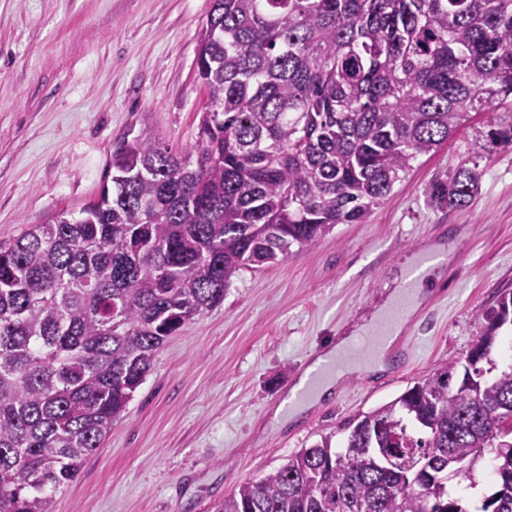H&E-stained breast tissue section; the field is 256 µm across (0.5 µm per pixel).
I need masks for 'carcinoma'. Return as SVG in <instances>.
I'll use <instances>...</instances> for the list:
<instances>
[{"label":"carcinoma","instance_id":"cac0c4a2","mask_svg":"<svg viewBox=\"0 0 512 512\" xmlns=\"http://www.w3.org/2000/svg\"><path fill=\"white\" fill-rule=\"evenodd\" d=\"M197 70L196 160L137 136L112 188L0 242V512H53L155 353L245 268L360 224L468 120L512 97V0H213ZM465 160L426 188L460 208ZM512 293L450 365L344 424L213 512H512V366L488 356ZM498 489L470 511L448 482L485 449Z\"/></svg>","mask_w":512,"mask_h":512}]
</instances>
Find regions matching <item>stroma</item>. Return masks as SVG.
<instances>
[{"label":"stroma","instance_id":"stroma-1","mask_svg":"<svg viewBox=\"0 0 512 512\" xmlns=\"http://www.w3.org/2000/svg\"><path fill=\"white\" fill-rule=\"evenodd\" d=\"M212 0H0V240L96 199L112 146L142 135L193 149L208 95L198 35ZM512 111L473 112L418 156L361 224L246 269L219 307L188 321L55 512H210L240 483L336 432L349 416L464 361L489 309L512 292V146L488 130ZM482 171L465 207H431L432 178ZM432 253L426 297L401 331L406 360L358 366L331 396L273 423L304 371L387 301L407 259Z\"/></svg>","mask_w":512,"mask_h":512}]
</instances>
